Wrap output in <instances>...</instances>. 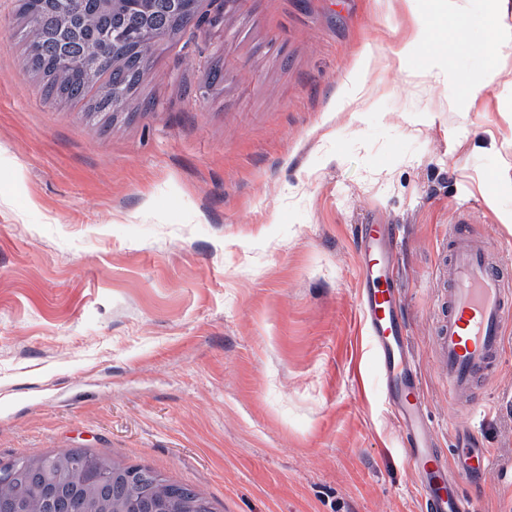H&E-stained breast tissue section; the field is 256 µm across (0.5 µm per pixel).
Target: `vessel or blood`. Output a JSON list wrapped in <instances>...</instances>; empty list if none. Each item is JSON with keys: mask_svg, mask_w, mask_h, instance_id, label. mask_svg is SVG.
<instances>
[{"mask_svg": "<svg viewBox=\"0 0 512 512\" xmlns=\"http://www.w3.org/2000/svg\"><path fill=\"white\" fill-rule=\"evenodd\" d=\"M393 230L362 224L356 234L359 305L375 348V369L388 408L401 429L416 476L414 489L424 512H470L459 492L462 478L485 476L495 465L487 448L462 434L465 464L451 470L433 444L418 372L409 357L406 324L391 284ZM434 354L448 388L449 403L467 400L472 419L486 405L476 396L501 362L506 325L512 320V270L497 264L487 242L461 224L449 225L436 268Z\"/></svg>", "mask_w": 512, "mask_h": 512, "instance_id": "1", "label": "vessel or blood"}]
</instances>
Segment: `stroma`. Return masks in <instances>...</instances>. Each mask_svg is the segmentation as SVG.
<instances>
[{
    "mask_svg": "<svg viewBox=\"0 0 512 512\" xmlns=\"http://www.w3.org/2000/svg\"><path fill=\"white\" fill-rule=\"evenodd\" d=\"M15 5L0 0V462L82 448L214 512H421L352 229L404 227L394 284L459 465L469 418L433 357L434 266L468 216L512 268V57L481 50L512 0H467L402 67L393 48L437 26L436 0H203L201 26L151 59V109L109 124L42 99ZM506 336L479 392L495 467L461 484L473 512H512ZM146 467L155 475L154 479L156 485L153 488V494L155 496L161 498L162 496L177 495L188 501L200 502L197 508L182 510V512H213L209 499L202 492L173 482L151 467Z\"/></svg>",
    "mask_w": 512,
    "mask_h": 512,
    "instance_id": "obj_1",
    "label": "stroma"
}]
</instances>
